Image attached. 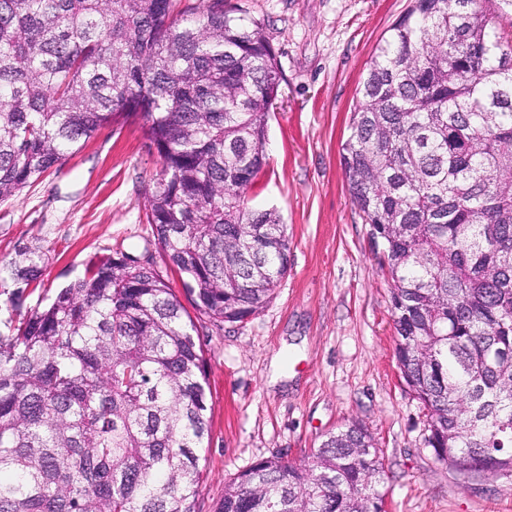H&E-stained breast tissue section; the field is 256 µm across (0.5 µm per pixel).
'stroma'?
I'll list each match as a JSON object with an SVG mask.
<instances>
[{
    "label": "stroma",
    "instance_id": "obj_1",
    "mask_svg": "<svg viewBox=\"0 0 512 512\" xmlns=\"http://www.w3.org/2000/svg\"><path fill=\"white\" fill-rule=\"evenodd\" d=\"M412 0H224L260 24L283 75L268 121L267 164L248 205L276 210L290 268L257 314L217 324L197 314L211 434L198 512L257 461H308L324 436L356 424L383 465L387 512H512V473L464 477L426 444L428 417L395 357L391 280L353 203L341 145L377 47ZM161 157L141 116L100 128L31 187L0 202V261L46 256L21 300L0 288V334L100 256L161 265L146 221Z\"/></svg>",
    "mask_w": 512,
    "mask_h": 512
}]
</instances>
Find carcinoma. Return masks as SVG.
<instances>
[{
	"label": "carcinoma",
	"mask_w": 512,
	"mask_h": 512,
	"mask_svg": "<svg viewBox=\"0 0 512 512\" xmlns=\"http://www.w3.org/2000/svg\"><path fill=\"white\" fill-rule=\"evenodd\" d=\"M483 0H414L377 48L341 164L384 249L401 376L427 445L459 473L512 472V45ZM256 22L186 0H0V200L120 115L163 162L147 221L193 308L261 310L288 272L286 225L246 206L280 87ZM0 264L12 296L41 276ZM196 325L127 254L0 336V512H196L209 437ZM372 437L241 471L214 512H386Z\"/></svg>",
	"instance_id": "cac0c4a2"
}]
</instances>
